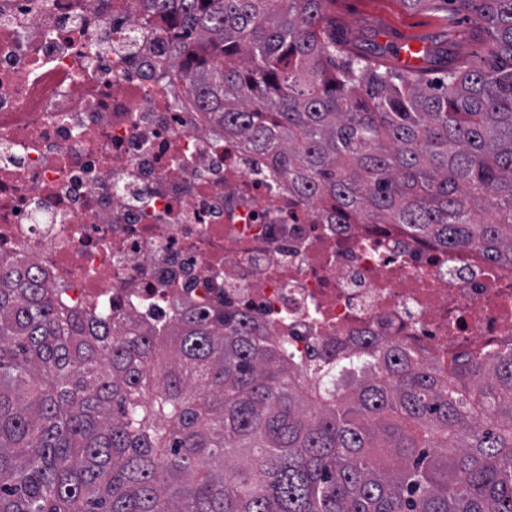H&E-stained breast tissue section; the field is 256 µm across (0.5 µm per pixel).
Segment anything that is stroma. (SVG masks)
Wrapping results in <instances>:
<instances>
[{"label": "stroma", "mask_w": 512, "mask_h": 512, "mask_svg": "<svg viewBox=\"0 0 512 512\" xmlns=\"http://www.w3.org/2000/svg\"><path fill=\"white\" fill-rule=\"evenodd\" d=\"M325 27L339 41L361 40L393 54L397 44L418 39L430 46H458L472 61L485 57L491 37L474 31L473 22L450 0H431L412 9L401 0H335L326 9Z\"/></svg>", "instance_id": "35a3bbf8"}]
</instances>
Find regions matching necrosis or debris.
<instances>
[{"label": "necrosis or debris", "instance_id": "necrosis-or-debris-1", "mask_svg": "<svg viewBox=\"0 0 512 512\" xmlns=\"http://www.w3.org/2000/svg\"><path fill=\"white\" fill-rule=\"evenodd\" d=\"M76 309L246 316L303 356L512 348V268L394 224H331L192 108L139 0H0V257Z\"/></svg>", "mask_w": 512, "mask_h": 512}]
</instances>
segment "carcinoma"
Instances as JSON below:
<instances>
[{"label": "carcinoma", "mask_w": 512, "mask_h": 512, "mask_svg": "<svg viewBox=\"0 0 512 512\" xmlns=\"http://www.w3.org/2000/svg\"><path fill=\"white\" fill-rule=\"evenodd\" d=\"M190 103L330 224L512 266V0H456L488 55L387 64L335 0H141ZM309 359L193 309L163 334L0 263V512H512V351L444 371L395 343Z\"/></svg>", "instance_id": "obj_1"}]
</instances>
